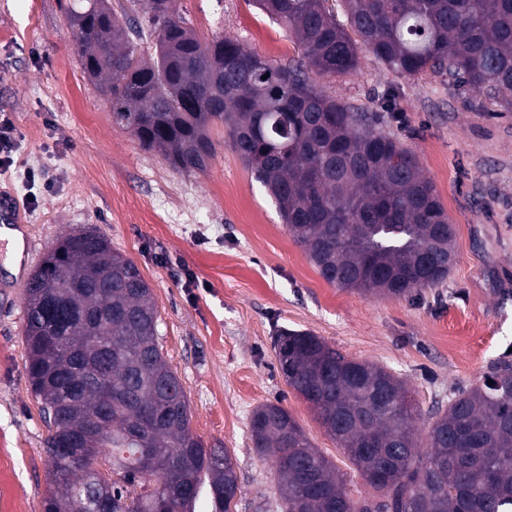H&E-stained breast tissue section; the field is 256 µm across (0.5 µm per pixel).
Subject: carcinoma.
<instances>
[{
    "mask_svg": "<svg viewBox=\"0 0 512 512\" xmlns=\"http://www.w3.org/2000/svg\"><path fill=\"white\" fill-rule=\"evenodd\" d=\"M255 0L297 39L273 64L235 37L200 38L177 0H66L85 76L113 121L176 169L216 156L210 130L269 192L288 232L336 288L405 297L437 288L455 261V229L414 153L316 79L354 72L359 47L399 77L432 72L512 111V0ZM359 41H354L349 31ZM151 40L156 60L141 57ZM25 369L41 402L49 512H192L209 478L213 512L239 484L227 450L190 430L184 386L158 343L152 289L95 227L57 239L23 290ZM273 349L286 384L314 410L374 495L347 477L277 403L250 418L253 447L280 478L284 512H512V364L494 366L431 417L391 371L306 331ZM101 432L62 451V423Z\"/></svg>",
    "mask_w": 512,
    "mask_h": 512,
    "instance_id": "1",
    "label": "carcinoma"
}]
</instances>
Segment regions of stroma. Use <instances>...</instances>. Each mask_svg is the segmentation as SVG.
<instances>
[{"label":"stroma","instance_id":"1","mask_svg":"<svg viewBox=\"0 0 512 512\" xmlns=\"http://www.w3.org/2000/svg\"><path fill=\"white\" fill-rule=\"evenodd\" d=\"M205 39L230 35L276 64L297 57L282 24L247 0H178ZM325 90L364 112L395 93L400 118L384 128L417 156L455 224L456 263L439 287L406 298L341 290L316 272L263 185L224 143L202 172L171 167L116 125L70 45L62 0H0V113L23 134L0 166L14 199L28 274L63 233L97 226L150 284L159 344L182 380L190 429L224 448L239 477L234 512H282L278 476L254 450L249 417L280 403L313 445L371 489L289 388L272 348L278 330L321 337L358 361L390 369L421 415L447 406L492 367L512 362V112L428 73L399 77L368 51ZM39 173L29 180V170ZM22 293L0 289V512H43L48 428L25 372Z\"/></svg>","mask_w":512,"mask_h":512}]
</instances>
